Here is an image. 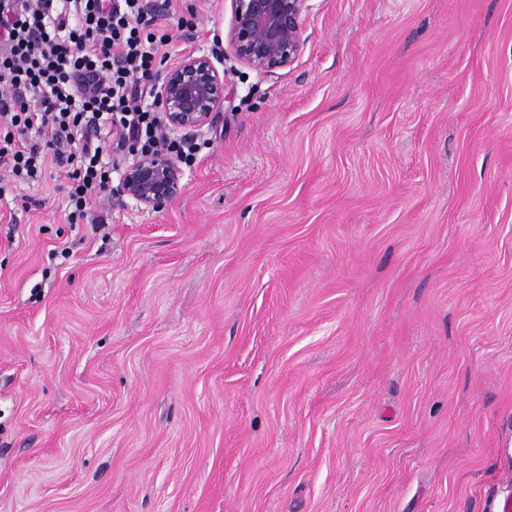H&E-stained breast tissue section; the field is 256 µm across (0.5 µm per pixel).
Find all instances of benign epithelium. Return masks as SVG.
<instances>
[{
  "label": "benign epithelium",
  "mask_w": 512,
  "mask_h": 512,
  "mask_svg": "<svg viewBox=\"0 0 512 512\" xmlns=\"http://www.w3.org/2000/svg\"><path fill=\"white\" fill-rule=\"evenodd\" d=\"M310 0H232L228 44L237 60L267 76L292 65L302 50ZM224 76L207 55H186L166 69L157 108L164 130L191 134L224 109ZM183 169L169 154H135L118 192L149 210L166 208L183 191Z\"/></svg>",
  "instance_id": "obj_1"
}]
</instances>
